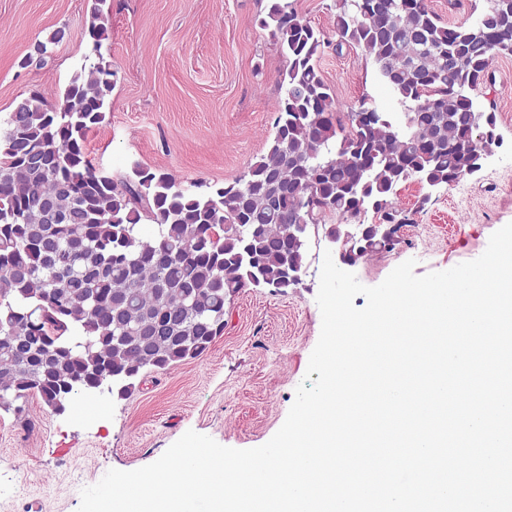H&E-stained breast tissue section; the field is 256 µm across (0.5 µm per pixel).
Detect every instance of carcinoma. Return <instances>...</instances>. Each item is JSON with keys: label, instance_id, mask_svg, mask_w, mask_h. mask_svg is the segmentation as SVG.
I'll use <instances>...</instances> for the list:
<instances>
[{"label": "carcinoma", "instance_id": "cac0c4a2", "mask_svg": "<svg viewBox=\"0 0 512 512\" xmlns=\"http://www.w3.org/2000/svg\"><path fill=\"white\" fill-rule=\"evenodd\" d=\"M471 23L448 25L427 0H335L336 42L272 0L262 26L285 59L266 152L222 185L188 188L139 164L120 179L88 158V132L110 111L113 73L75 72L59 101L32 91L0 118V411L23 420L37 387L47 406L81 393L128 396L148 373L203 356L224 334V307L243 288L296 286L310 227L326 229L354 264L390 249L393 205L415 180L450 186L479 163L478 130L494 105L472 92L512 57V0H484ZM110 0H92L81 38L102 57ZM65 27L19 61L26 68L70 40ZM358 48L404 107L367 100L343 112L317 59ZM373 211L376 224L364 223ZM153 225L144 236L141 225Z\"/></svg>", "mask_w": 512, "mask_h": 512}]
</instances>
